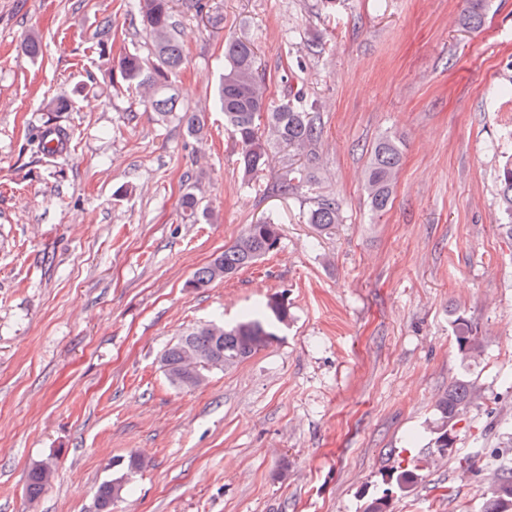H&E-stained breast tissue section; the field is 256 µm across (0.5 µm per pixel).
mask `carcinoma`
Listing matches in <instances>:
<instances>
[{"mask_svg": "<svg viewBox=\"0 0 512 512\" xmlns=\"http://www.w3.org/2000/svg\"><path fill=\"white\" fill-rule=\"evenodd\" d=\"M172 0H134L132 11L151 44V52L143 55L134 50L123 54L111 65L110 76L130 88L138 90L156 114L157 120L175 119L192 137H201L205 129L204 113L180 104L175 81L182 71L186 54L175 37L176 20ZM486 11L485 0H470L468 24L482 26ZM112 19L101 20L96 32L99 54L106 55L111 37ZM216 102L224 112V125L233 133L240 146L238 164L247 188L258 194L268 191L261 181L267 165L270 147L288 148L294 156H311L321 139L322 124L315 106L305 100L302 89L290 84L278 102L267 97L266 86L255 66V51L251 42L229 38L224 43V72L217 84ZM73 102L58 99L49 105L48 115L34 129L28 139L30 150L41 160L52 163L64 173L68 129L59 123L58 114L71 109ZM265 123H260L261 118ZM401 158L397 140L391 136L377 139L371 147L366 189L373 208L384 211L390 203ZM498 208L505 220V235L512 239V160L505 162L498 173ZM182 207L193 221L207 218L198 197L189 192L182 198ZM307 220L317 228L327 230L341 223L336 199L322 196L314 201ZM281 233L279 225L270 219L248 224L224 253L209 264L197 269L188 285L206 288L215 281L228 278L248 268L277 248ZM288 322V303L284 296L274 294L261 310H249L235 325L226 327L220 322H210L184 332L180 339L164 351L161 365L168 382L182 389L199 386V377H208L210 370L200 366L199 375L193 377L184 364V357L193 352L205 360L224 358V368H231L256 351L277 340L278 327ZM458 351L464 360L480 355L481 346L476 329L462 315L454 320ZM471 398L468 385L455 386L439 400L437 410L440 426L436 429L435 444L438 451H452V430L460 411ZM120 476L104 482L97 491L98 512H110L112 502L126 492L127 476L145 467L143 458L131 454L123 462ZM492 496L485 502L483 512H512V463L505 461ZM55 465L51 460L32 468L25 488L27 497L34 501L51 484Z\"/></svg>", "mask_w": 512, "mask_h": 512, "instance_id": "1", "label": "carcinoma"}]
</instances>
